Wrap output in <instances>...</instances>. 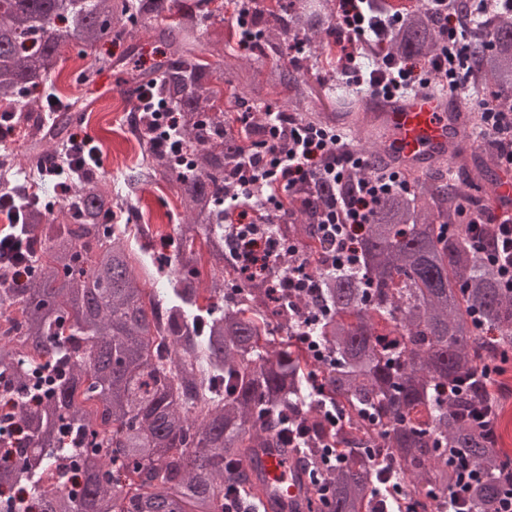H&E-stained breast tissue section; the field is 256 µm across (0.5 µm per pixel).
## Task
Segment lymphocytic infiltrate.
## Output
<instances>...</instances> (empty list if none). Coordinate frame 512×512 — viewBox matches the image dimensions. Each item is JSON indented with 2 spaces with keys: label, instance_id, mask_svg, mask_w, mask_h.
Returning a JSON list of instances; mask_svg holds the SVG:
<instances>
[{
  "label": "lymphocytic infiltrate",
  "instance_id": "f902f5d3",
  "mask_svg": "<svg viewBox=\"0 0 512 512\" xmlns=\"http://www.w3.org/2000/svg\"><path fill=\"white\" fill-rule=\"evenodd\" d=\"M440 17L442 48L440 58L431 67L455 90L465 88L467 76L457 66L445 68L443 60L463 59L468 52L467 25L450 15L448 0H429ZM375 0H338L337 23L344 32L342 50L354 55L366 35L384 39L392 23L381 17L374 8ZM422 65L417 61L387 59L385 71L363 77L352 69L355 83H369L375 93L395 95L410 89L419 78ZM140 109L151 116L154 133L173 153H181L186 145L175 112L155 107L150 92L140 91ZM485 138L497 146L499 163L512 168V112L488 102L481 114ZM265 137L239 163L234 181L236 190L224 199V239L244 277L266 275L274 289L287 291L289 298L316 296L317 278L306 266H298L288 276H281L278 261L284 252H297L295 243L282 237L268 216L278 210L288 195L313 179L329 187L340 188L319 213L322 247L331 269H349L358 263L354 239L364 224L370 223L377 201L385 195L408 191L409 185L398 174L385 177L366 175V158L344 148L339 135L325 129L299 123L285 112L268 111L263 115ZM102 154L90 133L74 135L60 158L45 169L62 199H70L73 183L93 169H102ZM360 177L350 192L342 186L352 172ZM472 227L485 222L495 223V240L474 237L473 248L492 265L503 288L512 293V216L496 221L491 211L468 212Z\"/></svg>",
  "mask_w": 512,
  "mask_h": 512
}]
</instances>
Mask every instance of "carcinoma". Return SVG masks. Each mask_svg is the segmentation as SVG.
<instances>
[{
  "label": "carcinoma",
  "instance_id": "1",
  "mask_svg": "<svg viewBox=\"0 0 512 512\" xmlns=\"http://www.w3.org/2000/svg\"><path fill=\"white\" fill-rule=\"evenodd\" d=\"M213 2L0 0V107L24 130L21 150L0 155L1 191L26 165L58 154L69 128L89 119L74 102L48 123L22 96L46 81L58 88L53 75L66 47L78 48L79 76L88 80L112 67L95 54L108 37L164 45L165 59L133 69L130 82L172 107L188 143L179 166L145 116L122 169L133 203L163 182L182 209L172 278L140 265L121 227L108 222L118 210L98 171L73 184L76 205L55 209L41 199L6 229L29 242L37 267L21 280L0 266V307L17 311L5 330L12 340L0 342V404L12 401L0 436V512H226L228 491L248 493V451L286 444L283 433L300 423L310 430L296 440L302 472L319 469L325 448L343 458L325 475L328 503L313 496L307 512H377L367 448L397 466L403 495L388 505L393 512H448L459 458L492 476L469 512H492L496 477L512 459L466 415L474 404L498 412L494 382L480 367L512 350V293L471 248L463 216L469 190L489 195L499 160L489 149L470 158L465 148L481 139L482 101L512 92V10L478 13L472 24L469 93L455 107L467 121L454 167L410 174L409 192L379 200L357 239L356 270L323 267L317 215L330 188L308 186L273 214L302 248L281 258V271L317 258L318 297L289 302L265 277L241 279L224 247V194L262 134L259 120L243 126L239 116L277 106L276 88L289 92L298 120L328 130L371 108L347 89L337 0H234L227 22ZM379 6L397 20L384 41L367 36L371 49L357 48L356 61L376 69L379 56L431 60L441 32L428 3ZM244 11L250 58L236 50ZM290 42L301 65L262 64L283 57ZM359 148L370 157L363 174L389 169L378 140ZM198 240L208 248L205 279ZM203 292L216 304L201 308ZM315 302L328 310L316 327L323 362L297 339ZM163 331L173 337L165 362L154 347ZM314 379L342 425L328 426ZM453 383L461 384L455 396L436 392Z\"/></svg>",
  "mask_w": 512,
  "mask_h": 512
}]
</instances>
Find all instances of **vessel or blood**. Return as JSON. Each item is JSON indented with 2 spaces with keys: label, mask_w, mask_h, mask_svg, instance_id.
<instances>
[{
  "label": "vessel or blood",
  "mask_w": 512,
  "mask_h": 512,
  "mask_svg": "<svg viewBox=\"0 0 512 512\" xmlns=\"http://www.w3.org/2000/svg\"><path fill=\"white\" fill-rule=\"evenodd\" d=\"M374 112L366 120L382 133L383 150L390 166L408 173L424 171L435 162L452 157L465 122L453 110L455 96L424 86L412 93L390 98L370 97ZM494 210L512 215V171H497ZM297 454L289 448L255 449L247 466L252 473V491L266 512H305L310 484L296 467Z\"/></svg>",
  "instance_id": "obj_1"
}]
</instances>
